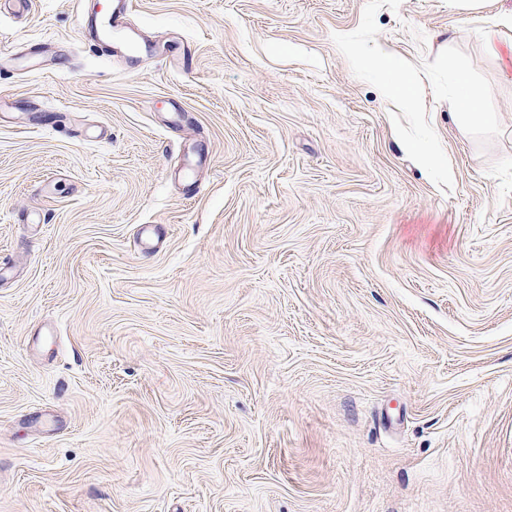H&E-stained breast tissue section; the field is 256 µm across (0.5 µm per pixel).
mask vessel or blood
<instances>
[{"mask_svg":"<svg viewBox=\"0 0 512 512\" xmlns=\"http://www.w3.org/2000/svg\"><path fill=\"white\" fill-rule=\"evenodd\" d=\"M133 0H103L102 7L95 15L80 14L82 28L93 31L92 42L97 47H107L112 56L138 53L137 44L128 41L125 31Z\"/></svg>","mask_w":512,"mask_h":512,"instance_id":"obj_1","label":"vessel or blood"}]
</instances>
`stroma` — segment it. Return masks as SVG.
Returning a JSON list of instances; mask_svg holds the SVG:
<instances>
[{
	"instance_id": "obj_1",
	"label": "stroma",
	"mask_w": 512,
	"mask_h": 512,
	"mask_svg": "<svg viewBox=\"0 0 512 512\" xmlns=\"http://www.w3.org/2000/svg\"><path fill=\"white\" fill-rule=\"evenodd\" d=\"M93 3L0 6V512H512V0L376 15L492 86L484 147L423 86L448 188L366 0H134L128 61Z\"/></svg>"
}]
</instances>
